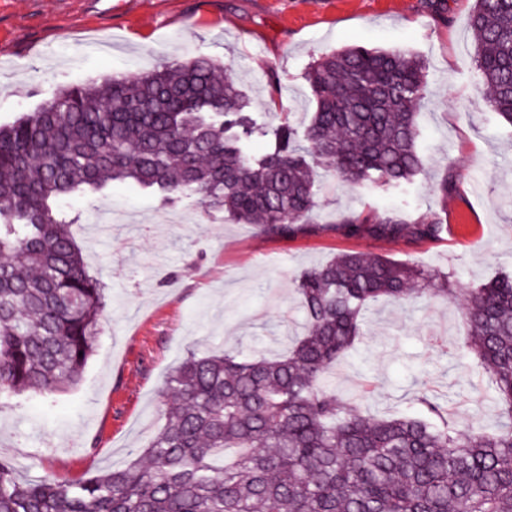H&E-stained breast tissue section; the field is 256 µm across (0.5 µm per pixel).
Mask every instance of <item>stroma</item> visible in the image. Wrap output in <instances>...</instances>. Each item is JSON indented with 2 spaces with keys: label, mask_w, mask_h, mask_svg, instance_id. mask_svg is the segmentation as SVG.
Returning <instances> with one entry per match:
<instances>
[{
  "label": "stroma",
  "mask_w": 512,
  "mask_h": 512,
  "mask_svg": "<svg viewBox=\"0 0 512 512\" xmlns=\"http://www.w3.org/2000/svg\"><path fill=\"white\" fill-rule=\"evenodd\" d=\"M0 0V123L68 84L134 77L204 54L222 61L260 121L290 113L304 129L314 110L304 72L346 46L397 48L426 66L418 113L424 169L406 194L365 190L331 177L307 228L268 236L201 207H166L151 192L118 185L77 196L73 234L107 287L94 352L80 383L52 401L0 399V458L28 473L32 458L72 477L132 458L163 423L161 390L187 352L224 347L272 357L303 322L294 279L343 252L382 254L452 272L471 288L512 271V127L476 88L469 27L473 0ZM282 81L272 102L271 73ZM452 179L441 195L437 187ZM397 208L443 212L441 240L408 245L347 238L350 214ZM367 335L336 368V381L371 389V413H412L425 388L463 428L494 424L497 410L460 373L452 346L462 336L458 303L379 305ZM438 336L447 349L434 347Z\"/></svg>",
  "instance_id": "1"
}]
</instances>
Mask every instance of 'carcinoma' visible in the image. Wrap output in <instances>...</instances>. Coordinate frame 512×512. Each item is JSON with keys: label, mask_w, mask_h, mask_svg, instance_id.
I'll list each match as a JSON object with an SVG mask.
<instances>
[{"label": "carcinoma", "mask_w": 512, "mask_h": 512, "mask_svg": "<svg viewBox=\"0 0 512 512\" xmlns=\"http://www.w3.org/2000/svg\"><path fill=\"white\" fill-rule=\"evenodd\" d=\"M470 27L478 85L512 125V0H475ZM305 77L315 109L301 132L286 116L258 122L205 55L64 86L0 124V396L61 392L93 354L105 294L71 230L75 193L133 183L163 205L196 200L292 237L316 207L320 165L355 186L411 182L423 168L424 62L351 46ZM338 231L421 244L448 224L437 212L363 211ZM295 291L305 322L286 354L189 352L164 381L165 421L140 454L72 479L28 478L0 459V512H512V272L459 293L441 270L347 252L302 273ZM450 296L465 324L455 357L477 368L496 426L458 428L427 391L414 414L380 417L336 383L373 306Z\"/></svg>", "instance_id": "carcinoma-1"}]
</instances>
